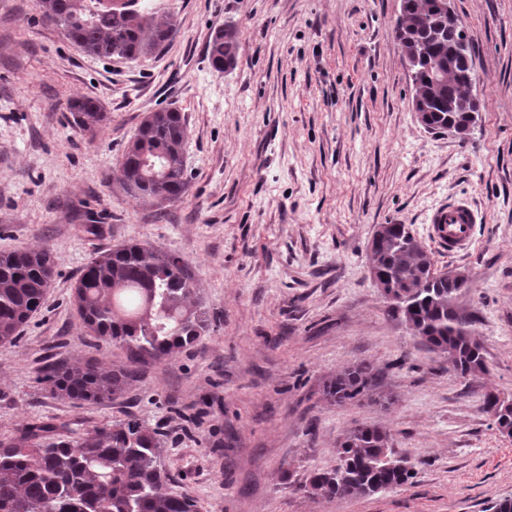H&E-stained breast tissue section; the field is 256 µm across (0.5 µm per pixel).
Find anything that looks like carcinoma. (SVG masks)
Masks as SVG:
<instances>
[{"instance_id": "cac0c4a2", "label": "carcinoma", "mask_w": 512, "mask_h": 512, "mask_svg": "<svg viewBox=\"0 0 512 512\" xmlns=\"http://www.w3.org/2000/svg\"><path fill=\"white\" fill-rule=\"evenodd\" d=\"M42 18L95 58L136 60L156 52L177 29L174 16L123 0H36ZM436 0H406L395 24L403 53L425 58L411 82L430 112L428 130L445 133L479 107L472 95L474 50L468 38L435 35ZM236 30L214 32L211 68L231 69L238 54ZM72 122L94 130L107 120L89 97L71 100ZM185 122L176 109L149 113L124 151L118 184L145 206L180 200L187 190ZM370 270L384 285L387 315L427 349L466 377L487 373L484 347L472 318L460 307L469 288L435 267L406 224H382L369 244ZM57 266L48 248L0 253V345L13 344L43 305ZM79 316L92 336L124 348L129 365L103 370L94 363L52 362L41 381L67 398L100 403L121 396L137 368L170 360L208 333L211 320L198 281L182 256L138 242L97 252L75 283ZM371 364L354 363L325 383L323 394L343 405L370 398ZM32 424L18 437L0 438V512H196L195 501L168 489L163 434L136 418L66 438ZM390 429L364 425L336 441L337 464L313 470L301 490L328 500L355 499L407 484L415 465L395 452Z\"/></svg>"}]
</instances>
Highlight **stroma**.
Instances as JSON below:
<instances>
[{"instance_id": "35a3bbf8", "label": "stroma", "mask_w": 512, "mask_h": 512, "mask_svg": "<svg viewBox=\"0 0 512 512\" xmlns=\"http://www.w3.org/2000/svg\"><path fill=\"white\" fill-rule=\"evenodd\" d=\"M179 26L157 53L98 59L45 22L36 0H0V251L57 258L41 310L0 346V434L85 429L132 414L166 440L163 467L198 512H488L512 496V440L483 406L512 395V0H451L475 52L482 108L466 138L428 132L394 34L401 0H140ZM237 31L232 70L206 54ZM110 120L75 126L70 99ZM185 118L189 186L157 210L125 195L123 153L149 113ZM467 197L484 217L467 253L429 237V218ZM406 224L441 270L474 280L487 374L461 377L385 313L367 247ZM137 241L193 266L210 332L150 367L120 398L78 405L41 382L50 361L115 368L124 350L88 336L74 283L100 250ZM357 361L380 370L370 400L338 406L323 385ZM391 428L412 484L327 501L303 492L336 464V439Z\"/></svg>"}]
</instances>
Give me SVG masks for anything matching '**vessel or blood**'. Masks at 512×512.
Masks as SVG:
<instances>
[{
  "instance_id": "obj_1",
  "label": "vessel or blood",
  "mask_w": 512,
  "mask_h": 512,
  "mask_svg": "<svg viewBox=\"0 0 512 512\" xmlns=\"http://www.w3.org/2000/svg\"><path fill=\"white\" fill-rule=\"evenodd\" d=\"M479 215L464 197L441 204L431 217L432 235L448 253L466 251L474 240Z\"/></svg>"
}]
</instances>
